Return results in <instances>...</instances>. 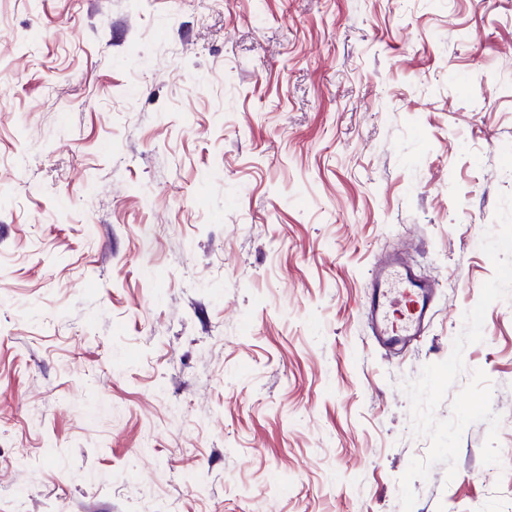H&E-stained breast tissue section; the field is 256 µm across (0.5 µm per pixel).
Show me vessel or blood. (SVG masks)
I'll return each mask as SVG.
<instances>
[{
  "instance_id": "1",
  "label": "vessel or blood",
  "mask_w": 512,
  "mask_h": 512,
  "mask_svg": "<svg viewBox=\"0 0 512 512\" xmlns=\"http://www.w3.org/2000/svg\"><path fill=\"white\" fill-rule=\"evenodd\" d=\"M437 281L420 276L407 253H380L367 281V316L380 346L400 351L419 336L429 320Z\"/></svg>"
}]
</instances>
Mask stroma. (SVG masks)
Segmentation results:
<instances>
[{"label":"stroma","mask_w":512,"mask_h":512,"mask_svg":"<svg viewBox=\"0 0 512 512\" xmlns=\"http://www.w3.org/2000/svg\"><path fill=\"white\" fill-rule=\"evenodd\" d=\"M503 192L512 0H0V512H402ZM463 359L437 415L482 370L501 462L468 425L414 512H512V296ZM436 288V279L420 276L405 251L378 255L367 281V316L380 346L400 351L420 335L430 318Z\"/></svg>","instance_id":"stroma-1"}]
</instances>
